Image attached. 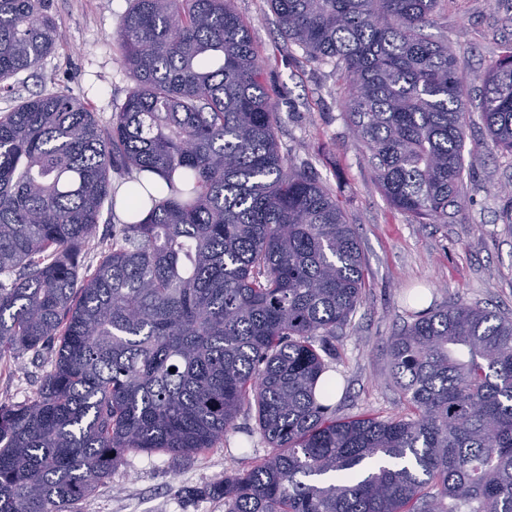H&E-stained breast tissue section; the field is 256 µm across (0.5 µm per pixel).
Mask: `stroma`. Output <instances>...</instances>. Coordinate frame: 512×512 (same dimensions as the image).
I'll list each match as a JSON object with an SVG mask.
<instances>
[{"label": "stroma", "mask_w": 512, "mask_h": 512, "mask_svg": "<svg viewBox=\"0 0 512 512\" xmlns=\"http://www.w3.org/2000/svg\"><path fill=\"white\" fill-rule=\"evenodd\" d=\"M129 0H52L62 34L37 71L20 73L0 93V112L38 92L64 90L109 120L132 85L112 35ZM248 24L262 77L274 97L280 150L288 163L308 165L355 224L369 288L350 322L338 330L332 364L339 389L336 418L401 413L404 401L389 379L386 342L414 312L453 300L512 315V230L501 214L512 199V156L493 151L480 119L467 131L470 176L462 210L444 224H418L395 210L376 188L371 168L346 121L347 89L332 64L311 60L282 35L268 0H234ZM432 38L448 37L460 56L472 95L504 45L512 44V0H442ZM50 352L0 364V403L32 397L50 368ZM260 437L238 433L226 447L186 461L155 453L129 455L111 478L81 503L82 512H224L222 501L194 489L241 471L267 454Z\"/></svg>", "instance_id": "35a3bbf8"}]
</instances>
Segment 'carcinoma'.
<instances>
[{"instance_id":"carcinoma-1","label":"carcinoma","mask_w":512,"mask_h":512,"mask_svg":"<svg viewBox=\"0 0 512 512\" xmlns=\"http://www.w3.org/2000/svg\"><path fill=\"white\" fill-rule=\"evenodd\" d=\"M130 2L113 40L133 86L110 121L61 91L0 113V362L53 352L33 397L0 403V512H80L128 455L241 431L272 453L203 489L224 512H512V317L416 315L388 341L407 413L336 418V330L367 288L356 225L280 153L232 0ZM269 2L347 80L381 194L447 222L470 110L459 58L425 34L441 0ZM60 41L50 0H0V91ZM481 81L491 147L512 155V45ZM143 171L168 195L87 260L112 174Z\"/></svg>"}]
</instances>
